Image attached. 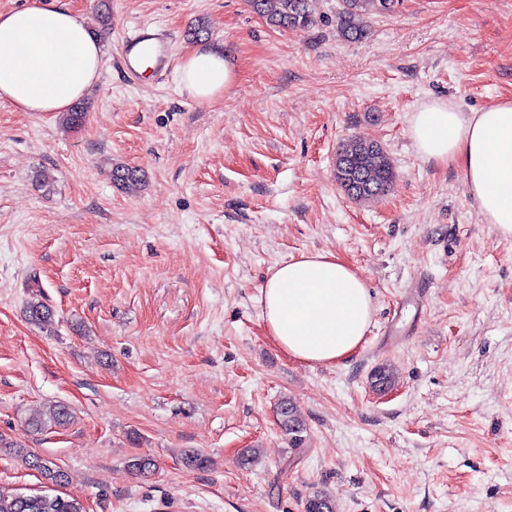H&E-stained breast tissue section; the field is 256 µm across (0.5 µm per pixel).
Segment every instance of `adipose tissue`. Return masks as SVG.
Wrapping results in <instances>:
<instances>
[{"label":"adipose tissue","instance_id":"adipose-tissue-1","mask_svg":"<svg viewBox=\"0 0 512 512\" xmlns=\"http://www.w3.org/2000/svg\"><path fill=\"white\" fill-rule=\"evenodd\" d=\"M103 48L83 18L66 7L0 11V102L21 112L69 111L100 75ZM199 100L223 95L233 70L222 50L198 49L177 69ZM410 133L421 156L459 165L480 215L512 235V100L479 112L432 102L414 112ZM273 342L310 365L353 354L373 305L362 278L330 253H308L270 268L261 291Z\"/></svg>","mask_w":512,"mask_h":512}]
</instances>
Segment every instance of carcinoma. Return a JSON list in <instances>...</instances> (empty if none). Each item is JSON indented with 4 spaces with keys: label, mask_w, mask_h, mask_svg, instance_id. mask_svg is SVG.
<instances>
[{
    "label": "carcinoma",
    "mask_w": 512,
    "mask_h": 512,
    "mask_svg": "<svg viewBox=\"0 0 512 512\" xmlns=\"http://www.w3.org/2000/svg\"><path fill=\"white\" fill-rule=\"evenodd\" d=\"M311 0H250L252 8L266 23L277 29L301 30L313 24L310 10ZM401 0H341L338 10V31L348 41H359L369 35L365 18L372 14L395 12ZM395 178L390 158L376 143L349 139L343 142L336 152V183L352 200L362 201L377 198L387 191ZM112 181L134 190L142 181L138 170L127 166L112 169ZM28 320L41 327H49L53 322V311L48 304L39 300L27 302ZM278 415L281 427L289 436L291 447L299 448L305 438L304 425L296 417L290 401L279 403ZM72 418L70 408L63 403L48 406L46 412L30 422L31 428L39 432L47 426H65ZM22 461L38 470L53 484L64 481V472L52 461L22 455ZM0 512H83L82 505L74 498L49 496L47 494L19 495L0 489ZM305 512H334L330 498L315 493L305 503Z\"/></svg>",
    "instance_id": "cac0c4a2"
}]
</instances>
